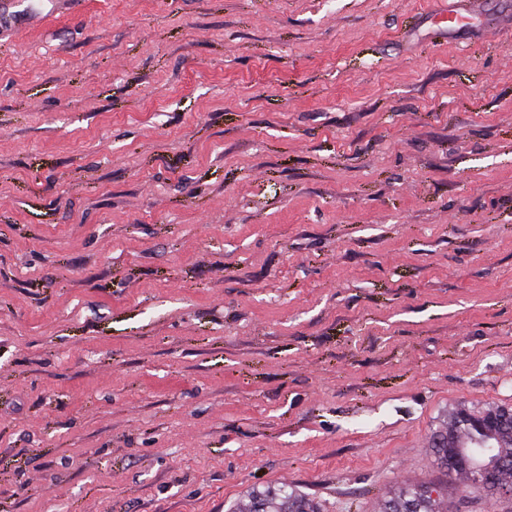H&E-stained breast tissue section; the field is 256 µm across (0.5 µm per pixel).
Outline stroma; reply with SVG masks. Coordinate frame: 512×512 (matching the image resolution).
<instances>
[{
    "mask_svg": "<svg viewBox=\"0 0 512 512\" xmlns=\"http://www.w3.org/2000/svg\"><path fill=\"white\" fill-rule=\"evenodd\" d=\"M17 0L0 512H381L512 407V0ZM316 505L301 493L284 488L255 491L247 512H317Z\"/></svg>",
    "mask_w": 512,
    "mask_h": 512,
    "instance_id": "1",
    "label": "stroma"
}]
</instances>
